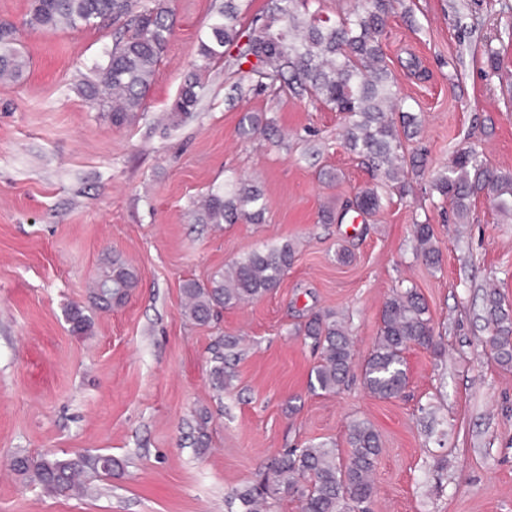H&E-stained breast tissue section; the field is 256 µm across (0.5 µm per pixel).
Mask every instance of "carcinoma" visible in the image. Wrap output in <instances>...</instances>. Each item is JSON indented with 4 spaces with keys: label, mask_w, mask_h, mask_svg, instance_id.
Instances as JSON below:
<instances>
[{
    "label": "carcinoma",
    "mask_w": 512,
    "mask_h": 512,
    "mask_svg": "<svg viewBox=\"0 0 512 512\" xmlns=\"http://www.w3.org/2000/svg\"><path fill=\"white\" fill-rule=\"evenodd\" d=\"M403 0H361L352 10L332 17L322 7L310 9L308 0H268L266 10L244 29L239 23L236 0H224V9L212 19L206 39L198 48V60L183 79L169 107L167 121L178 126L191 118L203 87L202 76L210 64L223 58L225 48L238 49L234 58L243 91L247 80L257 88L286 89L308 97L344 116V140L381 180L358 191L344 210L374 214L409 192L408 170L419 168L416 158L406 160L404 141L417 133V116L401 110L402 101L393 91L395 77L382 48L387 19ZM105 20L124 21L116 33L104 63L92 69L81 82L80 92L91 108L109 113L115 126L131 123L147 111V95L154 83L174 30L169 0H31L26 25L33 29L78 30ZM250 64L243 69L244 64ZM28 67L18 29L0 23V80L18 81ZM398 118H393V115ZM269 125L255 115L240 122L244 135L267 131ZM432 190L452 207L457 223L472 216V199L484 196L493 210L512 219V172L489 166L475 148L457 152L446 171L432 181ZM266 204L260 190L242 178L224 182V188L209 192L196 215L200 224H260ZM416 254L431 267L442 258L429 224L414 225ZM294 243L286 240L265 250L253 251L218 271L202 284L188 280L182 291L185 313L206 323L226 308L257 300L279 287L293 265ZM138 275L120 257L94 285L92 303L107 310L121 305L136 287ZM488 313L492 328L485 340L493 357L512 366V316L496 294H489ZM71 332L91 331L89 315L77 306L65 310ZM379 336L363 366L366 390L379 399L398 396L406 385L404 353L412 345L439 350L429 308L415 288L396 289L385 301ZM304 339L319 352L312 370L318 389L335 392L349 380L354 353L349 330L332 312H316L300 328ZM237 341L228 340L213 358L212 377L224 387V365ZM346 457L329 442L292 448L269 467L263 480L236 492L244 512H266L270 501L290 494L301 503L302 512H368L374 494L372 474L380 455V435L365 420L347 425ZM121 466L108 455H77L69 458L22 456L16 471L36 481L48 494L67 495L81 489L79 476L86 471L112 475Z\"/></svg>",
    "instance_id": "carcinoma-1"
}]
</instances>
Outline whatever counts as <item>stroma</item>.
Instances as JSON below:
<instances>
[{
  "label": "stroma",
  "mask_w": 512,
  "mask_h": 512,
  "mask_svg": "<svg viewBox=\"0 0 512 512\" xmlns=\"http://www.w3.org/2000/svg\"><path fill=\"white\" fill-rule=\"evenodd\" d=\"M223 2L173 0L148 110L118 127L79 91L111 49V27L32 29L30 0H0V21L17 26L29 60L22 79L0 83V512H239L233 494L279 453L320 441L346 450L354 419L382 439L372 512H512V366L482 345L487 294L512 313V220L480 196L472 222L455 223L430 191L461 149L512 170V13L502 0H404L391 14L383 51L419 117L406 149L423 155L424 171L376 215L323 224L322 209L375 180L345 149L341 114L271 89L235 97L227 56L190 119L154 127ZM248 113L273 120L277 135L241 137ZM232 177L262 188L263 223H196L200 199ZM417 223L432 225L440 267L417 258ZM285 240L297 254L273 293L207 324L183 314L186 280ZM116 254L138 285L122 306L92 308V283ZM409 287L442 352L408 349L404 392L378 399L361 366L384 302ZM70 304L89 308V335L71 333ZM319 310L346 317L354 339V368L336 393L312 386L318 353L299 333ZM227 338L242 352L219 389L212 357ZM21 454H106L122 467L88 473L86 496L54 497L14 473Z\"/></svg>",
  "instance_id": "obj_1"
}]
</instances>
